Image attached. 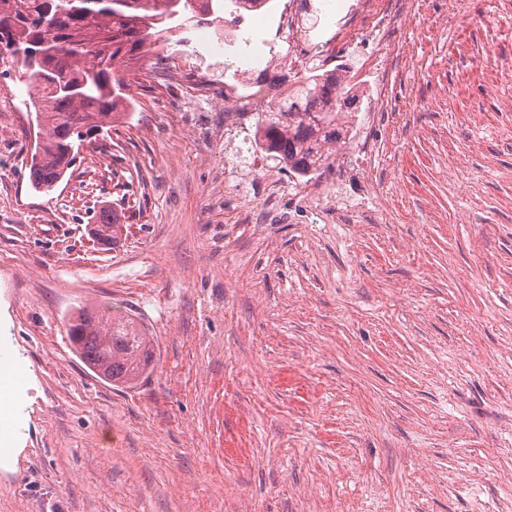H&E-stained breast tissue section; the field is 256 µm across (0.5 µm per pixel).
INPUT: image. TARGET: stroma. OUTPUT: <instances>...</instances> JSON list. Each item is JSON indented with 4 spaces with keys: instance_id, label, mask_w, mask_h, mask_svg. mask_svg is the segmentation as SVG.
I'll return each instance as SVG.
<instances>
[{
    "instance_id": "35a3bbf8",
    "label": "stroma",
    "mask_w": 512,
    "mask_h": 512,
    "mask_svg": "<svg viewBox=\"0 0 512 512\" xmlns=\"http://www.w3.org/2000/svg\"><path fill=\"white\" fill-rule=\"evenodd\" d=\"M420 0L396 25L387 108L365 124L357 224L290 223L266 153L213 154L243 41L167 38L126 72V114L34 191L37 127L0 77V353L23 375L0 441V512H512V0ZM207 67L206 110L176 73ZM279 179L283 213L238 179ZM125 230L96 245L101 211ZM81 305L131 317V387L78 358Z\"/></svg>"
}]
</instances>
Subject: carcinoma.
<instances>
[{"label": "carcinoma", "instance_id": "obj_1", "mask_svg": "<svg viewBox=\"0 0 512 512\" xmlns=\"http://www.w3.org/2000/svg\"><path fill=\"white\" fill-rule=\"evenodd\" d=\"M269 0H0V64L5 75H26L39 97L24 101L41 130L29 167L31 187L50 192L74 160L75 141L112 127L123 113L124 82L117 72L140 59L147 43L182 37L192 23L223 12L239 23ZM271 99L256 117L255 140L288 172L304 177L327 170L330 146L346 143L352 126L343 111L353 96L337 72L316 65L302 76L255 81ZM123 225L107 212L94 235L110 249ZM67 335L100 378L132 386L153 362V343L133 320L81 307Z\"/></svg>", "mask_w": 512, "mask_h": 512}]
</instances>
